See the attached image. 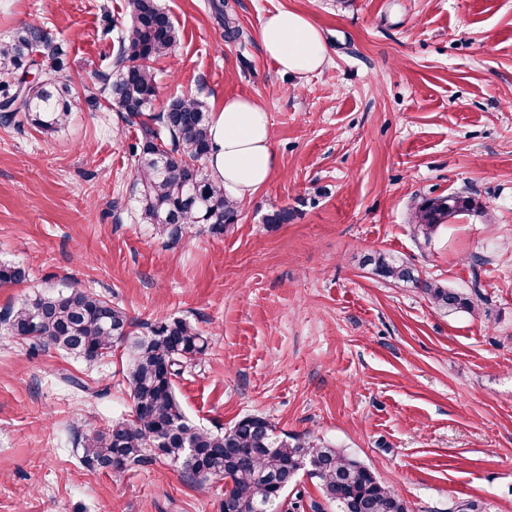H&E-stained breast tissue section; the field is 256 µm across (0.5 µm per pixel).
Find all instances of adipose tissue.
Instances as JSON below:
<instances>
[{"label": "adipose tissue", "mask_w": 512, "mask_h": 512, "mask_svg": "<svg viewBox=\"0 0 512 512\" xmlns=\"http://www.w3.org/2000/svg\"><path fill=\"white\" fill-rule=\"evenodd\" d=\"M260 41L265 54L281 71L306 75L326 61L323 36L308 18L280 9L265 16ZM211 150L206 170L236 201L251 200L270 180L276 167L267 111L249 98H228L212 113Z\"/></svg>", "instance_id": "obj_1"}]
</instances>
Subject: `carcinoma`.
<instances>
[{"label":"carcinoma","mask_w":512,"mask_h":512,"mask_svg":"<svg viewBox=\"0 0 512 512\" xmlns=\"http://www.w3.org/2000/svg\"><path fill=\"white\" fill-rule=\"evenodd\" d=\"M130 28L114 69L105 78L107 103L138 123L132 147L142 224L171 240L194 224L221 235L237 223L240 204L212 181L204 161L210 147V113L193 96L171 100L155 112L156 60L171 55L179 30L157 0H128ZM64 50L37 25L25 24L0 39V112L23 114L45 134L61 132L81 100L62 76ZM480 209L470 197L451 193L423 200L413 228L428 241L449 219ZM389 281L411 284L440 310L475 311L482 300L479 274L471 265L472 289L465 294L423 279L413 265L384 253L365 258ZM26 278L24 267L0 263V284ZM11 335L33 349L54 348L96 363L117 343H128L127 376L133 401L130 419L112 422L83 438L82 461L120 479L136 464L162 458L181 468L200 490L224 482L223 512H279L301 471L316 480L335 512H407L405 503L365 464L308 434L289 436L263 416L249 415L224 432L190 424L175 392V379L201 362L208 341L185 318L160 316L148 332L133 337L134 322L112 301L90 290L39 294L0 316Z\"/></svg>","instance_id":"1"}]
</instances>
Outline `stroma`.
Wrapping results in <instances>:
<instances>
[{"instance_id": "1", "label": "stroma", "mask_w": 512, "mask_h": 512, "mask_svg": "<svg viewBox=\"0 0 512 512\" xmlns=\"http://www.w3.org/2000/svg\"><path fill=\"white\" fill-rule=\"evenodd\" d=\"M181 31L155 64L158 107L192 95L219 111L268 112L276 168L214 235L177 242L140 223L136 127L94 104L129 22L128 0H0V39L33 22L63 43L65 75L90 105L46 135L0 124V312L83 287L138 324L186 317L209 339L176 381L189 422L212 431L261 415L375 472L409 512H512V0H158ZM288 9L323 33L324 66L286 75L263 52L264 17ZM482 204L415 238L426 197ZM288 208L290 223L266 217ZM380 250L421 277L471 289L475 312L437 309L375 275ZM126 347L98 364L30 350L0 325V512H220L169 464L121 480L87 467L77 432L129 418ZM90 382L77 393L61 380Z\"/></svg>"}]
</instances>
